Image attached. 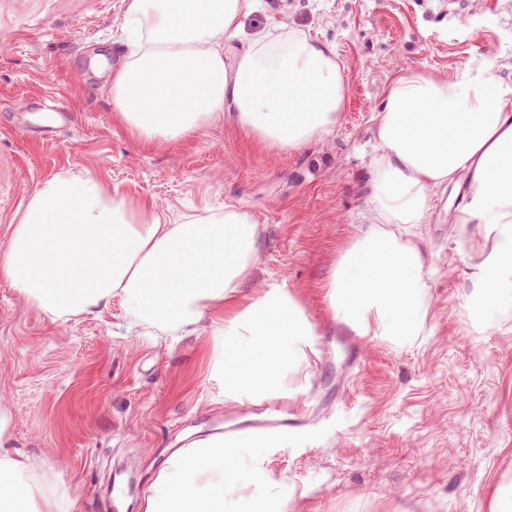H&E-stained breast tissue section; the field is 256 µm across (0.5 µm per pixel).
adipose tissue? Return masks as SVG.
I'll use <instances>...</instances> for the list:
<instances>
[{
  "instance_id": "adipose-tissue-1",
  "label": "adipose tissue",
  "mask_w": 512,
  "mask_h": 512,
  "mask_svg": "<svg viewBox=\"0 0 512 512\" xmlns=\"http://www.w3.org/2000/svg\"><path fill=\"white\" fill-rule=\"evenodd\" d=\"M253 0H125L129 52L112 71V103L143 144L180 140L224 109L261 141L295 148L335 127L346 84L328 45L289 36L287 47L237 51L238 20ZM149 37L140 40L141 27ZM492 62L450 79L413 70L385 91L373 215L333 267L330 304L357 335L402 343L425 335L429 280L421 248L397 224L422 223L432 193L464 189L462 223L490 245L475 266L470 312L492 324L512 315V83ZM257 230L249 216L166 223L92 178L55 176L14 224L0 276L44 311L94 312L123 297L131 325L184 334L233 299L248 276ZM316 332L287 291L270 287L219 319L213 375L226 398L251 403L288 394V378L317 353ZM11 418L0 409V512H71L37 479L35 460L6 448ZM276 440L212 434L166 461L143 512H282L283 479L262 463ZM246 486L250 495H239Z\"/></svg>"
}]
</instances>
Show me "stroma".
I'll use <instances>...</instances> for the list:
<instances>
[{"mask_svg": "<svg viewBox=\"0 0 512 512\" xmlns=\"http://www.w3.org/2000/svg\"><path fill=\"white\" fill-rule=\"evenodd\" d=\"M124 13L123 0H0V254L57 175L95 178L171 224L244 211L256 254L234 307L176 341L130 326L120 297L56 319L0 277L12 449L38 460L73 512H112L116 482L124 512H141L173 452L288 414L299 429L263 456L295 488L283 512H492L512 481V317L482 326L470 314L488 249L460 223L461 197L441 187L423 223L394 227L424 253L427 335L407 345L353 335L326 285L370 215L386 88L406 68L450 78L487 58L512 81V0H257L235 47L279 48L299 33L335 50L347 84L336 127L292 150L262 143L229 109L180 142L142 144L110 93ZM273 285L304 308L318 355L262 415L212 378L214 322Z\"/></svg>", "mask_w": 512, "mask_h": 512, "instance_id": "obj_1", "label": "stroma"}]
</instances>
